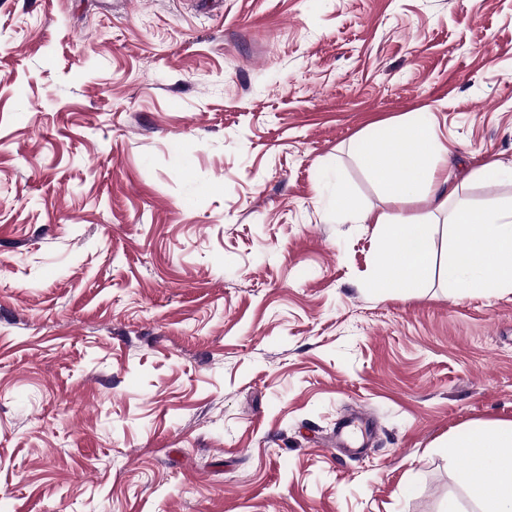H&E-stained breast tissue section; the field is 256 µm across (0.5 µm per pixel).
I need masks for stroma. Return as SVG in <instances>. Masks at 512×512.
<instances>
[{"label":"stroma","instance_id":"stroma-1","mask_svg":"<svg viewBox=\"0 0 512 512\" xmlns=\"http://www.w3.org/2000/svg\"><path fill=\"white\" fill-rule=\"evenodd\" d=\"M425 112L449 184L512 159V0H0V512H477L512 293H371L336 217Z\"/></svg>","mask_w":512,"mask_h":512}]
</instances>
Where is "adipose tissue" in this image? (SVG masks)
<instances>
[{
  "instance_id": "ef3b65f1",
  "label": "adipose tissue",
  "mask_w": 512,
  "mask_h": 512,
  "mask_svg": "<svg viewBox=\"0 0 512 512\" xmlns=\"http://www.w3.org/2000/svg\"><path fill=\"white\" fill-rule=\"evenodd\" d=\"M437 143L428 123L402 121L385 128L378 142L357 146L360 162L375 176L382 195L405 204L441 185ZM457 187L436 196L447 212L452 246L441 274L486 297L512 293V199L473 209L457 199ZM336 215L375 227L383 237V261L371 283L375 293L426 288L432 274L429 227L397 212L363 211L346 192L336 195ZM444 451L465 459L457 481L477 501L479 512H512V420L468 423L449 434Z\"/></svg>"
}]
</instances>
